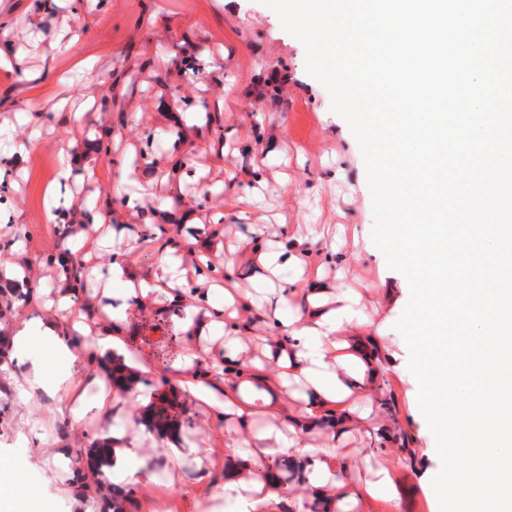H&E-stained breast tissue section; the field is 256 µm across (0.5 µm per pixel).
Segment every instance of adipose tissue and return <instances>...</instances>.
Listing matches in <instances>:
<instances>
[{
  "instance_id": "ef3b65f1",
  "label": "adipose tissue",
  "mask_w": 512,
  "mask_h": 512,
  "mask_svg": "<svg viewBox=\"0 0 512 512\" xmlns=\"http://www.w3.org/2000/svg\"><path fill=\"white\" fill-rule=\"evenodd\" d=\"M86 273L114 286L113 302L95 305L76 290H62L57 299L42 301V317L17 321L11 338L13 346L33 357L30 371L12 377V385L29 400L40 390L61 392L58 412L76 427L86 418L124 408L134 400L147 406L146 398L113 382L108 357L126 351L118 324L127 308L154 301L156 290L154 284L134 280L124 261L117 258L95 263ZM170 296L185 311L198 315L195 333L199 336L219 325L236 324L244 313L257 312L277 331L272 342L264 344L262 357L304 380L301 392H289L284 378L266 374L261 357H255L251 345L237 336L226 345L223 366L206 371L189 358L175 364L179 389L202 406L206 417L235 427L229 448L240 459V467L229 470L224 480L207 483L199 498L234 496L237 512H280L284 506L289 512H304V496L283 500L275 469L251 467L255 458L276 444L301 463L305 481L322 500L325 512H367L369 504L390 485L398 464L391 457L370 480L349 484L344 479L355 454L347 442L352 434L369 428L371 413L380 404L379 370L369 350L379 329L353 321L344 302L325 308L321 291L313 288L304 304L292 309L283 300L272 308L255 306L245 284L236 285L220 304L209 303L207 294L189 287L171 289ZM91 346L107 360L77 378ZM89 385L98 391L92 403L85 396ZM260 415L277 420V427L256 430ZM324 420L330 421L334 433L328 444L313 447L306 431ZM37 505L36 490L20 478L17 467L1 461L0 512H37Z\"/></svg>"
}]
</instances>
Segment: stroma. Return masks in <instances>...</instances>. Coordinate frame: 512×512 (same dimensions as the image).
I'll return each instance as SVG.
<instances>
[{
  "mask_svg": "<svg viewBox=\"0 0 512 512\" xmlns=\"http://www.w3.org/2000/svg\"><path fill=\"white\" fill-rule=\"evenodd\" d=\"M0 53L21 54L22 68L0 64V241L21 240L32 262L28 291L55 295L63 282L54 256L70 255L79 225L46 219L53 202L49 184L60 178L56 140L88 164L90 178L72 183L75 198L95 194L111 207L113 238L89 232L86 250L125 258L136 278L162 279L163 248L189 267L193 254L223 252L250 231L263 247L281 250L289 233L308 242L303 263L267 280L261 266L243 258L219 277L250 285L255 302L291 295L306 279L330 295H344L354 319L383 326L382 404L371 423L384 434L380 447L402 458L392 484L369 512H439L432 478L441 467L435 440L417 402L418 386L408 369L409 351L394 325L409 298L404 276L388 268L374 245L372 197L359 145L346 121L330 109L326 88L305 69L303 44L286 32L260 0H48L34 10L30 0H0ZM79 101L96 96L101 111L72 122L61 116L42 126L39 150L26 148L33 130L23 121L38 100L53 95L58 78ZM176 162L180 186L164 183ZM288 172L290 186L279 174ZM155 181L137 212L124 200L141 181ZM221 183L202 194L201 181ZM336 227L334 244L312 241L311 225ZM185 311L157 295L154 303L130 307L122 324L125 357L150 364L141 373L142 395H169L173 364L187 352L223 360L224 331L189 338ZM30 368L28 353L9 348L0 358V455L25 458L33 437L21 423L36 421L53 434L70 460L112 431L139 438L145 464L124 512H147L148 498H167L170 512H198L188 491L201 477L223 479L236 464L225 454L233 437L227 424L209 423L188 394H180L175 439H161L138 424L127 407L73 429L55 413L57 401L42 395L28 404L8 384ZM185 448L180 489L168 484L165 450ZM49 512H112L108 488L79 495L74 469L52 464L25 469Z\"/></svg>",
  "mask_w": 512,
  "mask_h": 512,
  "instance_id": "obj_1",
  "label": "stroma"
}]
</instances>
